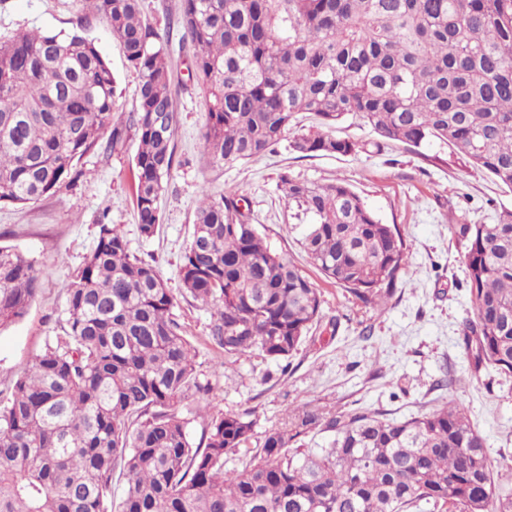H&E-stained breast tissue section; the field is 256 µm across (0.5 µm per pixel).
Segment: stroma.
Returning a JSON list of instances; mask_svg holds the SVG:
<instances>
[{
	"mask_svg": "<svg viewBox=\"0 0 512 512\" xmlns=\"http://www.w3.org/2000/svg\"><path fill=\"white\" fill-rule=\"evenodd\" d=\"M77 9L75 0H0V37L69 29ZM141 9L149 22L170 27L171 55L178 64L175 163L160 199L162 223L153 238L140 236L133 164L138 143L131 136L117 150L86 155L82 176L60 194L25 206L0 205V244L33 257L40 271L28 314L0 331V395L60 334L62 285L96 246L104 221L120 226L132 252L151 262L179 294L175 312L196 348L199 378L209 386L204 397L192 393L180 405L192 420V439H199L205 425L195 415L201 404L212 414L251 412L261 433L309 405L334 413L361 407L406 418L446 403L484 436L493 472L512 480V378L489 384L486 375L474 373L461 343L472 308L464 246L455 233L456 225L490 224L501 211L512 210V190L448 145L379 146L368 128L348 122L336 136L365 145L351 156L300 158L283 141L241 164L206 165L205 89L188 71L190 49L175 24L179 0H141ZM85 33L110 63L120 113L134 112L139 78L127 67L119 42L95 17ZM284 171L300 180H343L382 223L400 230L409 259L385 312L354 300L307 262L300 244L305 222L277 188ZM230 188L245 195L241 210L250 223L322 293L321 322L286 366L255 357L225 359L210 337V310L179 293L197 202L202 192L219 195Z\"/></svg>",
	"mask_w": 512,
	"mask_h": 512,
	"instance_id": "35a3bbf8",
	"label": "stroma"
}]
</instances>
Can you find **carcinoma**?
<instances>
[{
  "mask_svg": "<svg viewBox=\"0 0 512 512\" xmlns=\"http://www.w3.org/2000/svg\"><path fill=\"white\" fill-rule=\"evenodd\" d=\"M78 2L121 43L137 108L116 116L112 69L83 13L67 32L0 40V204L59 194L102 140L115 150L131 131L148 239L174 162L169 38L140 0ZM178 23L206 88L211 165L286 138L301 157L356 154L363 144L332 134L351 118L382 141L446 143L512 189V0H180ZM301 112L318 126L295 129ZM278 189L311 219L301 245L312 264L385 312L408 261L396 227L343 182L285 170ZM242 199L202 192L183 293L212 310L225 357L286 361L323 300L249 223ZM458 236L473 309L462 343L477 348L476 372L512 377V210L461 224ZM38 290L35 261L0 246V330L24 319ZM64 293V335L0 399V512H512L483 436L448 405L403 419L313 407L260 436L248 413H221L193 443L178 406L207 391L196 348L175 295L114 224L99 225Z\"/></svg>",
  "mask_w": 512,
  "mask_h": 512,
  "instance_id": "1",
  "label": "carcinoma"
}]
</instances>
